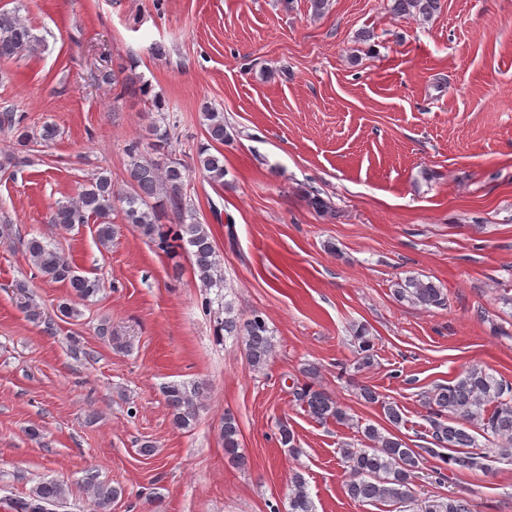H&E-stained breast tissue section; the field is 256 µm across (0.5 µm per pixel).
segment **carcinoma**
<instances>
[{
  "label": "carcinoma",
  "instance_id": "1",
  "mask_svg": "<svg viewBox=\"0 0 512 512\" xmlns=\"http://www.w3.org/2000/svg\"><path fill=\"white\" fill-rule=\"evenodd\" d=\"M440 8V0H391L390 5V10L397 15H415L424 19L431 18ZM42 42L43 39L32 32L18 13L0 12V60L33 55ZM103 81L120 85L123 96L142 91L140 77L134 74L123 77L115 73L106 74ZM156 108L152 150L159 157L147 156L141 142L130 141L125 148L129 165L124 187L115 186L108 171H99L75 198L56 203L52 222L73 227L93 220L98 224L97 239L101 246L107 248L114 237L110 215L119 204L126 223L137 227L142 236L163 251L189 246L193 271L198 280L206 288H222V259L207 227L194 218L193 209L184 198V165L164 156L171 139L170 124L161 105H156ZM201 113L212 141L221 145L230 141V135L224 128L223 112L205 103ZM0 128L15 131L17 145L25 149L38 144L47 145L58 135L56 126L49 122L35 130L25 126L24 118L8 106L0 109ZM196 165L211 181L224 183L222 152L212 153L202 148L197 153ZM165 209L176 216L175 222H158L159 212ZM26 250L42 277L69 289L71 299L57 307L61 317L71 319L79 315L73 300L87 301L101 291L99 280L82 274L68 256L43 240L30 238L26 242ZM394 296L399 302L406 301L425 309L447 305V297L441 288L432 281L416 277H408L398 283ZM221 312L224 317H216V335L243 337L249 364L257 371L264 369L274 348L273 329L267 320L257 311L241 319L233 315L232 304L227 301ZM355 339L359 347L356 364L359 369L370 363L373 344L363 327L355 332ZM202 394L203 387L198 384L174 382L163 387L166 405L177 428L188 430L194 426ZM295 397L307 414L319 422L330 419L343 425L352 422L346 408L322 388L305 383L296 389ZM360 397L367 404L380 406L388 427L367 424L361 433L369 446L356 448L347 442L339 448L341 462L348 474L347 492L355 501L400 503L407 499L424 452L440 458L449 470L457 472L486 471V461L494 456L512 459V383L481 367L472 366L448 384L439 385L424 395L431 414L432 447L422 453L408 447L397 434L403 417L396 403L380 399L379 394L368 386L360 388ZM221 436L224 454L233 463L241 462L238 452L240 428L233 416H224ZM481 437L485 439L483 444L479 443ZM442 449L448 453H440ZM86 487L99 512H110L112 502L122 494L121 488L101 482L93 475L86 478ZM66 497L65 484L44 478L31 488L28 499L17 503L16 512H54ZM287 512H314L305 479L299 473L294 474L292 480Z\"/></svg>",
  "mask_w": 512,
  "mask_h": 512
}]
</instances>
